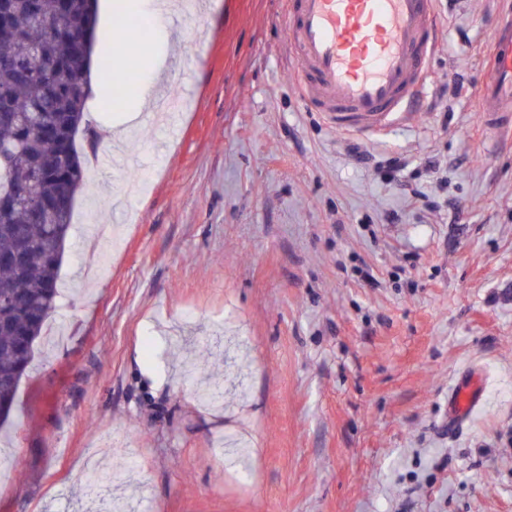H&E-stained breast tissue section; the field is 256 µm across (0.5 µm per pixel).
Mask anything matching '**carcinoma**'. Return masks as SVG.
<instances>
[{
    "mask_svg": "<svg viewBox=\"0 0 512 512\" xmlns=\"http://www.w3.org/2000/svg\"><path fill=\"white\" fill-rule=\"evenodd\" d=\"M0 0L12 34L0 37V424L7 421L38 340L56 309L59 270L84 155L101 134L87 120L92 52L73 22L98 18V0ZM27 247L18 251L17 240Z\"/></svg>",
    "mask_w": 512,
    "mask_h": 512,
    "instance_id": "1",
    "label": "carcinoma"
}]
</instances>
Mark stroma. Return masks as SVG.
I'll return each mask as SVG.
<instances>
[{"mask_svg": "<svg viewBox=\"0 0 512 512\" xmlns=\"http://www.w3.org/2000/svg\"><path fill=\"white\" fill-rule=\"evenodd\" d=\"M288 0H200L144 39L180 126L91 172L49 323L0 426V512H512V141L476 92L512 0H436L420 111L333 129L293 79ZM358 143L374 156L357 163ZM447 204L423 211L376 161ZM487 373L455 430L448 388ZM219 385L223 399L195 393Z\"/></svg>", "mask_w": 512, "mask_h": 512, "instance_id": "1", "label": "stroma"}]
</instances>
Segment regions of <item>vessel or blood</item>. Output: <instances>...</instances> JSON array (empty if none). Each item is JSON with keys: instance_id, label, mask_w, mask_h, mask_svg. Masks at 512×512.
<instances>
[{"instance_id": "1", "label": "vessel or blood", "mask_w": 512, "mask_h": 512, "mask_svg": "<svg viewBox=\"0 0 512 512\" xmlns=\"http://www.w3.org/2000/svg\"><path fill=\"white\" fill-rule=\"evenodd\" d=\"M286 26L302 96L333 128L365 134L412 115L439 39L434 0H289ZM478 100L487 126L512 135V20L492 32ZM485 402L474 371L458 375L449 426Z\"/></svg>"}]
</instances>
